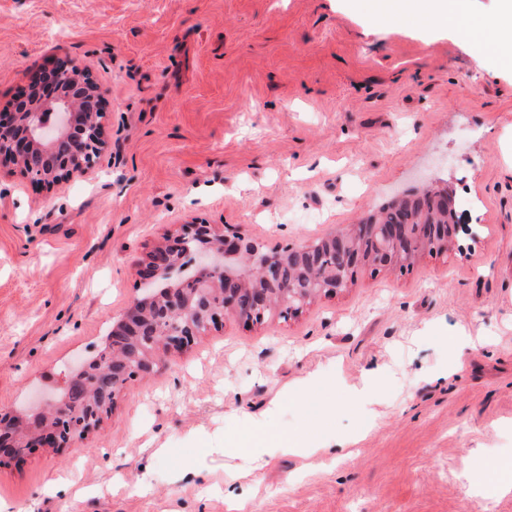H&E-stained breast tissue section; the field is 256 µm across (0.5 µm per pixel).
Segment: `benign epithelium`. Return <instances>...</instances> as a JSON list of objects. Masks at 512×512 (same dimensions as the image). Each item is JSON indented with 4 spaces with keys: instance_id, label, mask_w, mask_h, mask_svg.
<instances>
[{
    "instance_id": "7a95c632",
    "label": "benign epithelium",
    "mask_w": 512,
    "mask_h": 512,
    "mask_svg": "<svg viewBox=\"0 0 512 512\" xmlns=\"http://www.w3.org/2000/svg\"><path fill=\"white\" fill-rule=\"evenodd\" d=\"M42 79L9 112L0 113V167L15 166L34 187L60 185L97 167L111 113L99 87L66 60L47 78L56 89L40 96ZM459 224H432L415 240L409 224H352L300 247L265 246L228 236L211 224H184L139 262V289L111 332V355L69 378L64 398L45 400L48 416L24 426L0 416V457L24 448H67L96 428L116 391L150 370L159 352L182 350L209 329L237 317L260 323L276 310L283 318L319 295H336L360 273L395 270L401 257L448 251ZM198 260L191 286L160 287L177 269Z\"/></svg>"
}]
</instances>
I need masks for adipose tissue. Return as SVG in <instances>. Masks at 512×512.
Segmentation results:
<instances>
[{
  "instance_id": "adipose-tissue-1",
  "label": "adipose tissue",
  "mask_w": 512,
  "mask_h": 512,
  "mask_svg": "<svg viewBox=\"0 0 512 512\" xmlns=\"http://www.w3.org/2000/svg\"><path fill=\"white\" fill-rule=\"evenodd\" d=\"M381 13L388 17L420 16L437 30L455 29L467 35H480L482 41L496 44L512 43V0H501L492 29L471 22L466 0H377Z\"/></svg>"
}]
</instances>
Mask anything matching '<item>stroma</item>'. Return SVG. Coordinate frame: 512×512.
<instances>
[{
  "label": "stroma",
  "mask_w": 512,
  "mask_h": 512,
  "mask_svg": "<svg viewBox=\"0 0 512 512\" xmlns=\"http://www.w3.org/2000/svg\"><path fill=\"white\" fill-rule=\"evenodd\" d=\"M509 54L371 0H0V111L68 58L112 114L101 169L51 189L0 170V414L34 422L100 356L182 225L303 245L440 179L480 226L158 354L70 448L0 462L9 512H226L229 486L246 512H512ZM460 333L483 346L453 358Z\"/></svg>",
  "instance_id": "stroma-1"
}]
</instances>
